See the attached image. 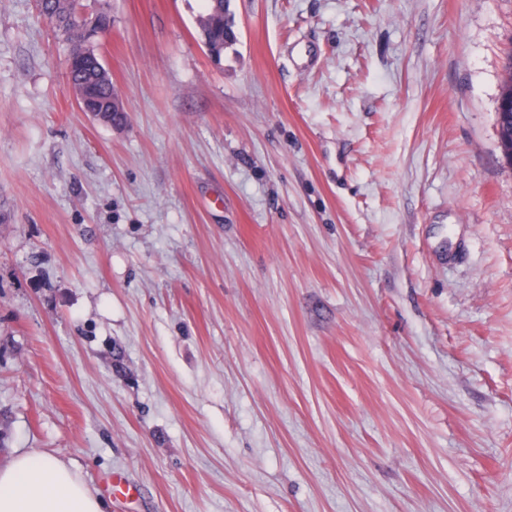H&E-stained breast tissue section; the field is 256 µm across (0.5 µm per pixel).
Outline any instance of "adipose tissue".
Here are the masks:
<instances>
[{
	"label": "adipose tissue",
	"instance_id": "1",
	"mask_svg": "<svg viewBox=\"0 0 512 512\" xmlns=\"http://www.w3.org/2000/svg\"><path fill=\"white\" fill-rule=\"evenodd\" d=\"M0 512H105L102 500L56 457L32 451L0 470Z\"/></svg>",
	"mask_w": 512,
	"mask_h": 512
}]
</instances>
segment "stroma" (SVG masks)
Wrapping results in <instances>:
<instances>
[{
    "label": "stroma",
    "mask_w": 512,
    "mask_h": 512,
    "mask_svg": "<svg viewBox=\"0 0 512 512\" xmlns=\"http://www.w3.org/2000/svg\"><path fill=\"white\" fill-rule=\"evenodd\" d=\"M127 121L0 0V468L107 512H512V0H109ZM228 0H207L206 13L199 19L203 43L210 55L220 60L224 51L237 42V33L227 9ZM0 512H106L103 501L56 457L32 451L0 470Z\"/></svg>",
    "instance_id": "1"
}]
</instances>
